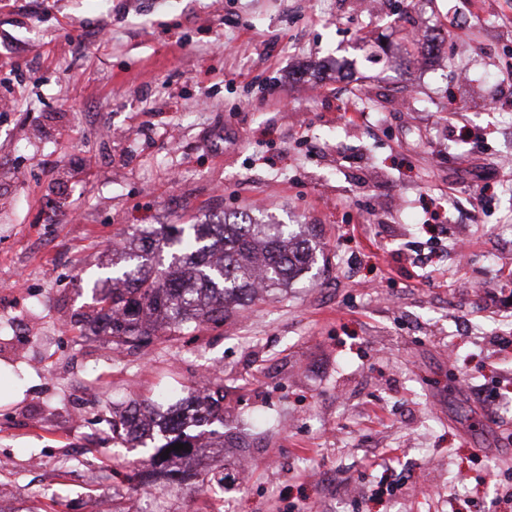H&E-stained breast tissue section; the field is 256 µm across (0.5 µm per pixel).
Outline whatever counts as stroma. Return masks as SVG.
<instances>
[{
	"instance_id": "1",
	"label": "stroma",
	"mask_w": 512,
	"mask_h": 512,
	"mask_svg": "<svg viewBox=\"0 0 512 512\" xmlns=\"http://www.w3.org/2000/svg\"><path fill=\"white\" fill-rule=\"evenodd\" d=\"M358 2L0 0V512H512V0ZM239 214L314 225L287 295L91 335L137 228ZM204 378L152 475L114 412Z\"/></svg>"
}]
</instances>
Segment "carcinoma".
I'll return each instance as SVG.
<instances>
[{
    "instance_id": "obj_1",
    "label": "carcinoma",
    "mask_w": 512,
    "mask_h": 512,
    "mask_svg": "<svg viewBox=\"0 0 512 512\" xmlns=\"http://www.w3.org/2000/svg\"><path fill=\"white\" fill-rule=\"evenodd\" d=\"M312 241L286 224L252 221L218 224H163L138 230L112 262L106 281L94 289L96 322L116 345L148 346L165 331L172 335L200 322L222 323L231 313L250 307L260 295L284 293L313 263ZM168 264H161L163 253ZM161 408L148 424L135 425L138 407L112 423L131 448H143L147 465L170 480L184 474L171 461L194 447V440L213 435L224 424L218 400L207 386L181 396L164 391ZM183 449L175 450L173 445Z\"/></svg>"
}]
</instances>
